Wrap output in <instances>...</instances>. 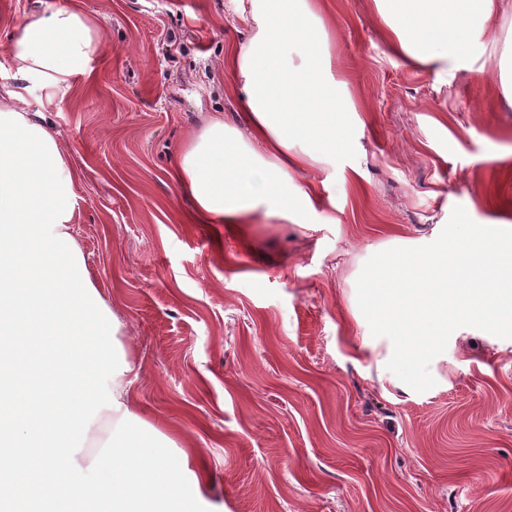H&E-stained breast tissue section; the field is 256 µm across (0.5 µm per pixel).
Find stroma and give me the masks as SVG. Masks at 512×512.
<instances>
[{"instance_id": "stroma-1", "label": "stroma", "mask_w": 512, "mask_h": 512, "mask_svg": "<svg viewBox=\"0 0 512 512\" xmlns=\"http://www.w3.org/2000/svg\"><path fill=\"white\" fill-rule=\"evenodd\" d=\"M248 0H0L6 33L79 7L98 21L86 73L28 111L79 173L74 236L120 319L132 408L190 453L203 512H512V330L465 321L430 388L356 352L364 271L449 224L512 228V99L474 31L448 80L386 46L374 0H325L359 128L307 224H199L173 178L211 117L243 126L224 52Z\"/></svg>"}]
</instances>
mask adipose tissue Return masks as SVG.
<instances>
[{
  "instance_id": "adipose-tissue-1",
  "label": "adipose tissue",
  "mask_w": 512,
  "mask_h": 512,
  "mask_svg": "<svg viewBox=\"0 0 512 512\" xmlns=\"http://www.w3.org/2000/svg\"><path fill=\"white\" fill-rule=\"evenodd\" d=\"M391 52L447 81L470 29L497 34L504 0H375ZM248 34L224 53L247 131L210 118L183 146L176 170L204 224H247L255 214L303 224L316 214V181L331 167L351 105L328 51L317 0H249ZM98 37L80 9L31 14L8 41L19 83L0 101V452L18 457L0 478V503L24 512H188L186 451L170 452L130 408L132 366L115 347L121 324L93 284L72 233L77 176L59 135L24 107V91L56 94L85 73ZM370 319L358 338L381 369L407 375L405 393L432 380L463 321L512 328V236L452 230L431 248L380 259L365 276ZM100 460L83 448L102 424ZM94 481H87V471Z\"/></svg>"
}]
</instances>
